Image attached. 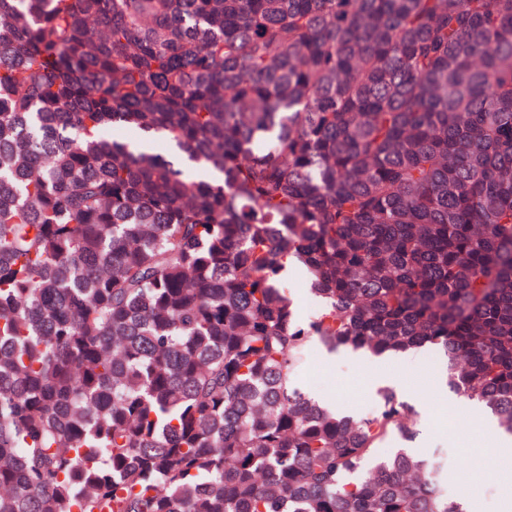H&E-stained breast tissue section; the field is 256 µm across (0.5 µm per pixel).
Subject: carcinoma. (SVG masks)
Returning a JSON list of instances; mask_svg holds the SVG:
<instances>
[{
	"label": "carcinoma",
	"mask_w": 512,
	"mask_h": 512,
	"mask_svg": "<svg viewBox=\"0 0 512 512\" xmlns=\"http://www.w3.org/2000/svg\"><path fill=\"white\" fill-rule=\"evenodd\" d=\"M314 341L512 434V0H0V512H462ZM318 354L330 356V363L321 365ZM378 360L346 350L329 355L321 346L312 345L299 382L313 396L323 394L333 404L352 409L356 416L368 415L379 406L378 390L371 388L372 369ZM421 350V355L417 359L416 364L402 365L398 368L399 378L396 383H385V385L399 389L404 394L407 388L417 384L418 394L424 402L423 409L413 406L418 413L416 416L418 433L420 425L423 432L434 429L433 422L428 419L423 420V418L427 416L428 411L435 405V387L431 381L439 372L441 366L439 354L435 350L428 348Z\"/></svg>",
	"instance_id": "cac0c4a2"
}]
</instances>
